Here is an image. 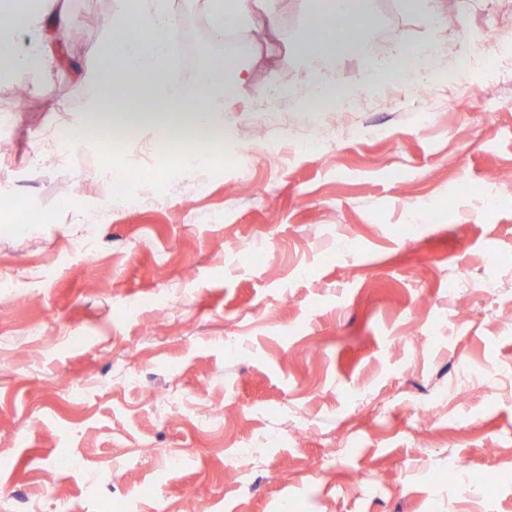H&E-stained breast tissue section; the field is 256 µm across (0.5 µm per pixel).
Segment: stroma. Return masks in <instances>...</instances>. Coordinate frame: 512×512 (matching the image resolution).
<instances>
[{"mask_svg": "<svg viewBox=\"0 0 512 512\" xmlns=\"http://www.w3.org/2000/svg\"><path fill=\"white\" fill-rule=\"evenodd\" d=\"M102 4L69 0L86 38L63 37L51 75L14 76L0 512H512V182L493 177L512 170V85L481 76L483 28L512 43V0L439 24L372 0L370 56L335 77L397 85L404 48L445 43L475 89L464 111L405 93L353 131L287 94L252 107L304 81V0L220 43L205 0H168L174 76L228 55L252 75L212 160L144 162L157 138L139 130L32 165L46 130L83 120Z\"/></svg>", "mask_w": 512, "mask_h": 512, "instance_id": "35a3bbf8", "label": "stroma"}]
</instances>
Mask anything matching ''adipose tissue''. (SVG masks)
<instances>
[{"label":"adipose tissue","mask_w":512,"mask_h":512,"mask_svg":"<svg viewBox=\"0 0 512 512\" xmlns=\"http://www.w3.org/2000/svg\"><path fill=\"white\" fill-rule=\"evenodd\" d=\"M207 7L211 33L219 38L225 34L226 19L248 24L257 18H271L274 0H207ZM309 11L328 19L331 26L323 35L300 41L299 56L326 64L364 58L367 0H310ZM118 14L120 20L107 41L95 49L101 63L93 83L109 89L110 94L93 99L83 124L68 128L61 148L87 142L91 128H108L116 123L145 128L161 138L185 129L203 131L217 125L224 105L239 97L248 85L249 70L228 58L222 64L201 68L191 82L173 78L169 73L174 54L172 17L163 0H126ZM0 15L11 19L9 26L0 27V78L21 68L42 72L52 61L47 39L33 41L22 50L16 43L17 33L49 25L63 34L78 22L75 14L56 10L55 0H0ZM194 84L205 88L208 111H183ZM131 86L145 101L163 104V111H128L125 91Z\"/></svg>","instance_id":"adipose-tissue-1"}]
</instances>
